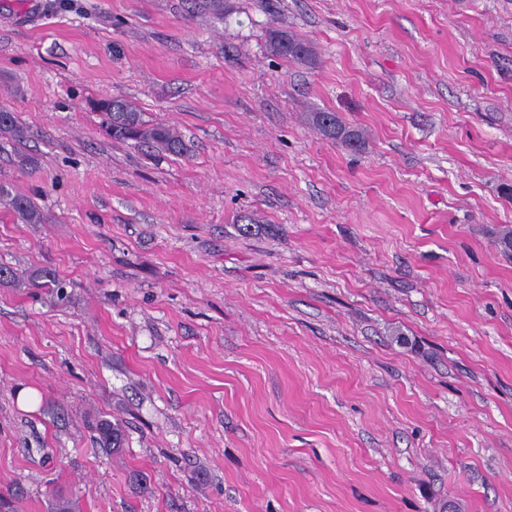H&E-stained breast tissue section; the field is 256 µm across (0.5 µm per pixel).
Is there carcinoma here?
Instances as JSON below:
<instances>
[{
    "label": "carcinoma",
    "mask_w": 512,
    "mask_h": 512,
    "mask_svg": "<svg viewBox=\"0 0 512 512\" xmlns=\"http://www.w3.org/2000/svg\"><path fill=\"white\" fill-rule=\"evenodd\" d=\"M272 51L286 58L305 60L309 58L306 44L285 32L273 31L269 35ZM98 108L106 117L107 131L114 139L131 140L145 144L159 153L180 155L186 145L180 133L169 126L143 120L142 112L130 101L124 99H107L98 103ZM315 128L325 137L344 142L350 146L360 145L359 134L342 126L336 115L329 112H316L312 116ZM0 132L12 139L22 142L27 138V130L21 126L14 113L0 108ZM7 199L9 206L26 224H41L44 218L30 197L13 194L0 186V198ZM92 430L96 434L99 446L109 452L123 448L125 437L122 427L108 418L94 422Z\"/></svg>",
    "instance_id": "carcinoma-1"
}]
</instances>
